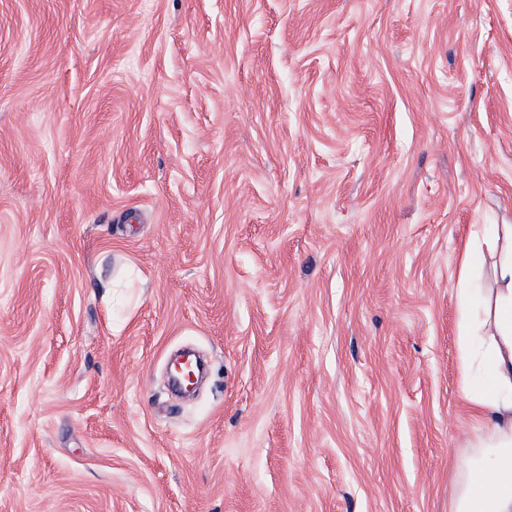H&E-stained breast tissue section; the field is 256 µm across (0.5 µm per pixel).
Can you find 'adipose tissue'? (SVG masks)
Masks as SVG:
<instances>
[{
  "label": "adipose tissue",
  "mask_w": 512,
  "mask_h": 512,
  "mask_svg": "<svg viewBox=\"0 0 512 512\" xmlns=\"http://www.w3.org/2000/svg\"><path fill=\"white\" fill-rule=\"evenodd\" d=\"M493 287L472 276L475 253L459 260L460 383L482 429L457 469L448 512H512V224L484 238Z\"/></svg>",
  "instance_id": "obj_1"
}]
</instances>
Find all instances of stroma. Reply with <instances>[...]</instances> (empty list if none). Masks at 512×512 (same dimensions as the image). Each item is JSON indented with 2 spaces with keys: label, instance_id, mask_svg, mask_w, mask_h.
Segmentation results:
<instances>
[{
  "label": "stroma",
  "instance_id": "1",
  "mask_svg": "<svg viewBox=\"0 0 512 512\" xmlns=\"http://www.w3.org/2000/svg\"><path fill=\"white\" fill-rule=\"evenodd\" d=\"M495 224L512 0H0V512H448Z\"/></svg>",
  "mask_w": 512,
  "mask_h": 512
}]
</instances>
